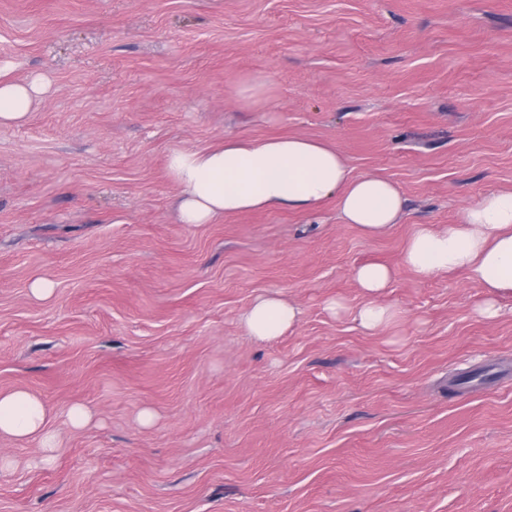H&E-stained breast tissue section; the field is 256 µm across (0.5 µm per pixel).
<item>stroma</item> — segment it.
Returning a JSON list of instances; mask_svg holds the SVG:
<instances>
[{"instance_id": "1", "label": "stroma", "mask_w": 512, "mask_h": 512, "mask_svg": "<svg viewBox=\"0 0 512 512\" xmlns=\"http://www.w3.org/2000/svg\"><path fill=\"white\" fill-rule=\"evenodd\" d=\"M5 61L50 88L0 127V390L95 417L56 421L48 465L0 439V512H512V293L489 321L465 273L402 263L512 189V0H0ZM228 134L331 142L403 218L178 223L168 153ZM366 262L395 270L375 333ZM270 291L301 315L259 342L240 315ZM239 94L245 106L262 109H266L274 98L271 83L262 78L243 81ZM352 277L368 298L356 314L360 327L373 333L392 323L395 311L378 301L393 281L392 269L382 263H365L354 268Z\"/></svg>"}]
</instances>
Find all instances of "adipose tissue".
<instances>
[{
	"label": "adipose tissue",
	"mask_w": 512,
	"mask_h": 512,
	"mask_svg": "<svg viewBox=\"0 0 512 512\" xmlns=\"http://www.w3.org/2000/svg\"><path fill=\"white\" fill-rule=\"evenodd\" d=\"M48 89L42 75L12 78L0 66V127L24 125ZM167 175L178 190L176 218L181 224H212L227 215L288 209L320 213L335 199L342 223L377 236L399 223L404 198L396 185L376 173L354 175L337 147L301 136L250 138L229 135L217 144L171 151ZM404 264L421 278L465 272L485 288V318L500 314L497 296L512 292V191H491L466 206L457 223L417 225L404 250ZM352 277L367 297L356 319L376 332L396 318L380 296L393 281L392 269L371 262ZM298 306L277 292L254 298L241 316L249 336L275 340L298 323ZM55 413L25 389L0 392V437L24 444L38 441L43 462L55 459L62 445Z\"/></svg>",
	"instance_id": "ef3b65f1"
}]
</instances>
